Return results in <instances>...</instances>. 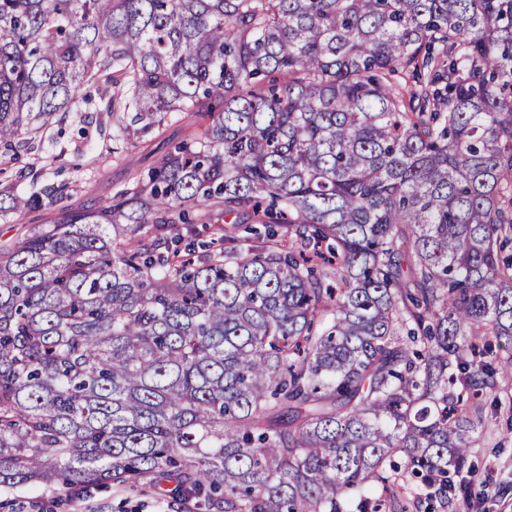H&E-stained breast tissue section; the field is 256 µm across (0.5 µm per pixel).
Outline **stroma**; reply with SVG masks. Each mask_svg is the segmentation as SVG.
Here are the masks:
<instances>
[{
  "label": "stroma",
  "instance_id": "1",
  "mask_svg": "<svg viewBox=\"0 0 512 512\" xmlns=\"http://www.w3.org/2000/svg\"><path fill=\"white\" fill-rule=\"evenodd\" d=\"M187 137L182 123L167 122L162 132L141 135L125 160L112 159V125L105 115L88 110L71 115L63 126H51L35 152L25 155L24 164L40 170L41 184H67L66 203L72 208L88 207L109 200L130 187L135 175L166 154ZM85 155L88 165L74 170L76 155ZM485 407V431L472 446V459L479 476L467 501L452 508L436 503H415L409 512H512V376L498 378ZM491 497H483V490ZM0 512H179L173 499L146 489L132 492L115 485L91 490L80 496L44 485L30 486L17 493L0 491Z\"/></svg>",
  "mask_w": 512,
  "mask_h": 512
}]
</instances>
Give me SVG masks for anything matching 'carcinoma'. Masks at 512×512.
<instances>
[{"mask_svg":"<svg viewBox=\"0 0 512 512\" xmlns=\"http://www.w3.org/2000/svg\"><path fill=\"white\" fill-rule=\"evenodd\" d=\"M89 82L113 158L190 133L96 206L0 189L1 218L57 210L0 246V487L377 512L410 475L467 498L512 372V0H0V157ZM246 211L288 248L167 245Z\"/></svg>","mask_w":512,"mask_h":512,"instance_id":"cac0c4a2","label":"carcinoma"}]
</instances>
